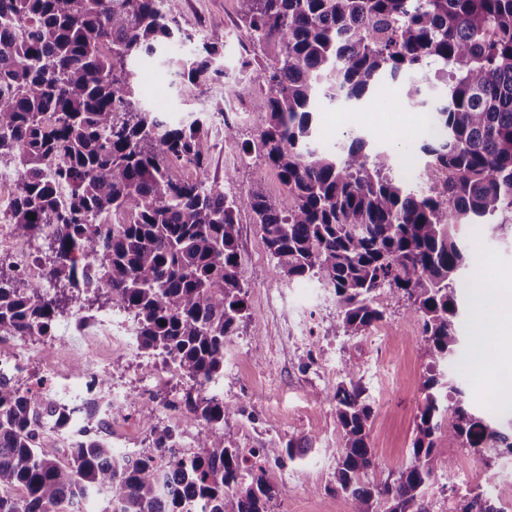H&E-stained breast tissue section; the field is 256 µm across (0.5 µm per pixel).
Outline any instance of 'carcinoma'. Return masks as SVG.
<instances>
[{
  "mask_svg": "<svg viewBox=\"0 0 512 512\" xmlns=\"http://www.w3.org/2000/svg\"><path fill=\"white\" fill-rule=\"evenodd\" d=\"M238 96L254 91L266 120L245 152L277 171L288 206L262 174L229 194L217 182L186 180L211 144L206 120L177 121L141 106L133 66L189 38L180 0H0V165L21 171L6 222L47 247L48 286L0 261V337L51 335L60 317L97 308L137 321L140 349L175 362L194 382L183 395L198 421L191 452L154 423L155 452L117 456L102 413L109 382L69 406L0 381V512H56L90 493L101 512H270L277 489L261 448L217 435L243 410L205 391L224 373V343L249 317L238 259L239 215L260 226L290 282L333 289L337 328L359 336L402 298L422 321L417 344L430 356L421 385L411 464L392 481L361 484L373 465L371 409L361 386L336 390L342 448L336 482L353 512H425L423 491L453 460L436 452L444 435L495 459L512 457V409L476 412L448 369L465 352L460 295L470 259L458 224L497 237L512 229V0H237ZM180 93L196 98L224 77V29L192 55L168 58ZM434 71L447 102L433 111L423 186L393 175L392 156L354 135L339 151L313 140L311 104L320 94L359 101L385 74ZM92 264L97 286L79 283ZM67 436L51 455L39 432ZM449 512H502L477 493Z\"/></svg>",
  "mask_w": 512,
  "mask_h": 512,
  "instance_id": "obj_1",
  "label": "carcinoma"
}]
</instances>
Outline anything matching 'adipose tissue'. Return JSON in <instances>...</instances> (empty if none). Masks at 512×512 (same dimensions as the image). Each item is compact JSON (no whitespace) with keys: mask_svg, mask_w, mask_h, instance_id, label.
<instances>
[{"mask_svg":"<svg viewBox=\"0 0 512 512\" xmlns=\"http://www.w3.org/2000/svg\"><path fill=\"white\" fill-rule=\"evenodd\" d=\"M483 315L482 330L469 356L480 372L494 375L499 389L512 391V283L481 294L478 298Z\"/></svg>","mask_w":512,"mask_h":512,"instance_id":"adipose-tissue-1","label":"adipose tissue"}]
</instances>
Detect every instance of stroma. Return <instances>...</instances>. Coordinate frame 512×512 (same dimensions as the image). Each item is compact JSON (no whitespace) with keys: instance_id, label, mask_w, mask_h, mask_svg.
<instances>
[{"instance_id":"35a3bbf8","label":"stroma","mask_w":512,"mask_h":512,"mask_svg":"<svg viewBox=\"0 0 512 512\" xmlns=\"http://www.w3.org/2000/svg\"><path fill=\"white\" fill-rule=\"evenodd\" d=\"M181 23L195 38L219 26L236 31V0H182ZM140 77L151 80L143 92V103L164 115L179 118L186 110H209L214 101L225 108L240 105L233 118V135H225L222 123L211 128L212 150L204 170L182 168V176H206L223 184L225 191L246 190L261 161L245 156L243 149L265 122L258 95L237 99L233 83H216L196 100L186 102L177 92L179 78L163 57L143 59L137 66ZM415 80L409 73L384 77L368 97L359 103L320 98L313 110L318 144L337 148L345 135L365 136L370 147L394 156L395 173L411 186H419L424 156L421 144L428 137L429 109L444 101L442 84L425 85L426 106L413 107L407 90ZM460 236L473 262L484 263L491 283L512 277V239L485 235L479 225L462 227ZM239 258L247 284L250 316L239 324L224 345V373L216 390L225 400L238 404L242 416L228 421L225 440L241 448L276 447L279 456L268 463V478L276 486L275 512H352L353 504L336 489L333 448L341 444L336 424L335 394L343 381L342 366L356 360V382L365 390L372 408L370 444L375 465L363 480L379 483L411 462L412 439L421 399V384L429 356L415 340L421 322L412 315L405 300L390 302L385 320L360 336H346L336 329V297L321 290L314 281L288 282L272 260L258 225L248 212L239 216ZM88 344L83 328L72 319L59 318L53 337L31 340L42 358L32 364L29 377L41 378L46 367L61 369L56 389L77 397L85 390L82 377L72 366ZM101 357L112 373V389L126 402L123 416L112 431L116 454L135 455L151 446L150 431L139 411L143 403L155 409L156 420L176 425L183 409L179 397L187 383L173 378L142 401L146 382L147 355H128L122 346H104ZM457 376L465 400L477 411L505 400L490 375L462 366ZM441 456H452V470L439 472L424 495L427 512H448L457 493L480 489L491 475L512 474V461L487 465L485 457L448 440H440Z\"/></svg>"}]
</instances>
